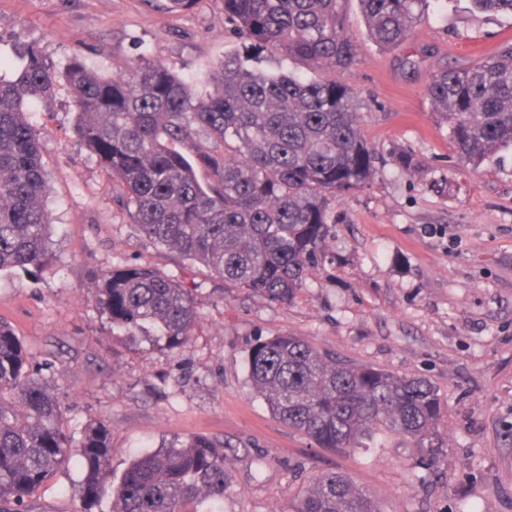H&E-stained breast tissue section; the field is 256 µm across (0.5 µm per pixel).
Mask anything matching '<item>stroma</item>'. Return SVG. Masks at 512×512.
Returning <instances> with one entry per match:
<instances>
[{
	"mask_svg": "<svg viewBox=\"0 0 512 512\" xmlns=\"http://www.w3.org/2000/svg\"><path fill=\"white\" fill-rule=\"evenodd\" d=\"M165 0H0V74L34 45L57 64L81 55L102 73L148 58L186 79L239 57L292 71L242 39L222 0L172 13ZM346 26L358 56L346 82L359 127L376 153L364 188L336 199L325 257L289 303H271L139 236L112 201L108 176L75 134L65 88L37 104L53 216L50 267L0 275V319L45 370L71 431L104 420L112 473L138 454L193 435L224 443L230 482L221 512H288L318 475L336 471L367 490L381 512H512V155L493 166L460 161L425 86L433 70L468 65L512 40V16L472 0H434L411 38L372 43L356 0ZM416 66H406V58ZM412 154L411 170L395 158ZM149 263L195 289L191 340H132L97 312L91 290L112 267ZM278 334L337 356L429 380L446 412L448 446L437 472L389 434L370 447L332 452L279 421L248 380L247 355ZM77 468L58 472L28 512L86 508Z\"/></svg>",
	"mask_w": 512,
	"mask_h": 512,
	"instance_id": "obj_1",
	"label": "stroma"
}]
</instances>
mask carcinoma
<instances>
[{
    "mask_svg": "<svg viewBox=\"0 0 512 512\" xmlns=\"http://www.w3.org/2000/svg\"><path fill=\"white\" fill-rule=\"evenodd\" d=\"M244 39L312 73L273 74L238 59L186 80L142 58L105 75L73 57L60 67L33 46L0 75V274L53 261L50 187L31 107L65 85L74 131L112 181V200L140 236L205 267L231 288L287 303L324 257L336 198L364 187L375 153L361 136L356 95L344 73L358 56L346 28L350 0H223ZM381 48L408 41L431 0H358ZM512 15V0H473ZM426 96L448 120L465 163L512 151V43L486 59L434 71ZM95 308L131 337L155 335L171 349L193 335V289L150 264L99 276ZM250 384L272 414L319 448L355 450L384 434L410 438L417 463L435 467L446 447L435 386L349 363L298 336L253 346ZM79 452H73V449ZM112 442L91 418L75 435L63 400L0 320V512L25 502L75 463L79 494L112 512H194L224 501V444L205 436L135 457L112 479ZM293 512H376L370 494L325 472Z\"/></svg>",
    "mask_w": 512,
    "mask_h": 512,
    "instance_id": "carcinoma-1",
    "label": "carcinoma"
}]
</instances>
